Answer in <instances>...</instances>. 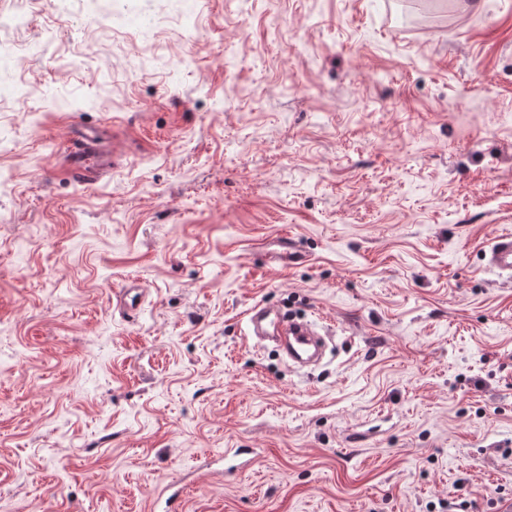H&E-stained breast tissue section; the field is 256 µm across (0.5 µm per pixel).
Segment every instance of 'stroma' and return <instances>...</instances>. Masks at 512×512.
Returning a JSON list of instances; mask_svg holds the SVG:
<instances>
[{"mask_svg": "<svg viewBox=\"0 0 512 512\" xmlns=\"http://www.w3.org/2000/svg\"><path fill=\"white\" fill-rule=\"evenodd\" d=\"M27 9L0 30V512H500L512 0ZM284 303L326 323L317 366L252 335ZM96 146L97 136L94 132L90 131L84 137L83 146L79 150L69 154L67 161L73 176L84 179L91 172V154L95 151ZM487 266L499 275L512 278V232L507 230L491 239L485 253ZM147 290L141 285H124L113 293V305L120 313L132 316L146 297Z\"/></svg>", "mask_w": 512, "mask_h": 512, "instance_id": "35a3bbf8", "label": "stroma"}]
</instances>
